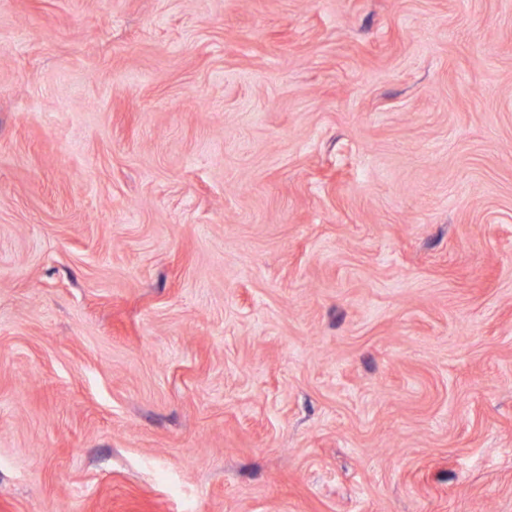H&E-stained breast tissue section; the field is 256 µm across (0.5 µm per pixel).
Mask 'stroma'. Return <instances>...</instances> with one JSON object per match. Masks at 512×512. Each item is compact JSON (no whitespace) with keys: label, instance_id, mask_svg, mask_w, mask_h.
Listing matches in <instances>:
<instances>
[{"label":"stroma","instance_id":"stroma-1","mask_svg":"<svg viewBox=\"0 0 512 512\" xmlns=\"http://www.w3.org/2000/svg\"><path fill=\"white\" fill-rule=\"evenodd\" d=\"M0 512H512V0H0Z\"/></svg>","mask_w":512,"mask_h":512}]
</instances>
